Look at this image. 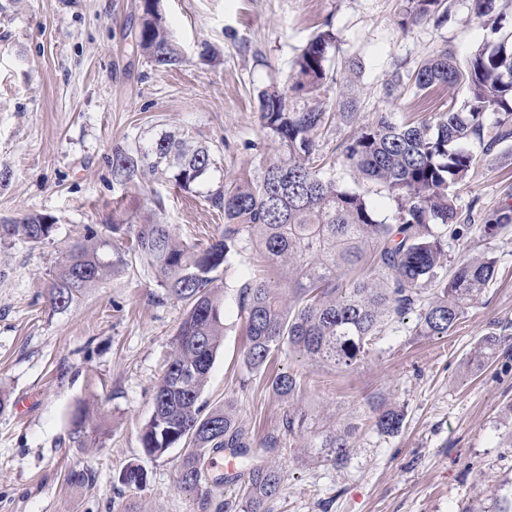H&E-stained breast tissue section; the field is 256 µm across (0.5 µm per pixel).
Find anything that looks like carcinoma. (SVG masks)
<instances>
[{"mask_svg": "<svg viewBox=\"0 0 512 512\" xmlns=\"http://www.w3.org/2000/svg\"><path fill=\"white\" fill-rule=\"evenodd\" d=\"M406 2L405 24L449 19V0ZM137 47L156 67L180 62L158 0H143ZM335 48L332 30L317 32L295 62L288 90L272 86L258 93L260 120L277 150L260 168L224 180L205 195L212 207L224 211V228L214 243L197 249L180 241L170 224L150 219L138 224L135 251L154 269L165 295L186 306L152 394V413L140 434L142 448L157 456L178 445L186 448L179 484L189 490L199 488L203 461L213 450H229L244 466L240 476L226 477L200 493L203 510L211 506L213 489L242 480L241 512H265L284 483L278 467L251 462L253 439L233 406L209 408L202 400L224 342L228 288L217 273L240 253V244L255 242L268 268L276 271L273 278L254 275L231 288L248 339L244 364L259 371L285 353L346 372L381 352V342L394 333L448 335L479 300L497 266L496 257L483 254L448 268L443 263L448 241L491 236L512 226L511 204L476 218L470 209L459 210L454 194L480 162L465 144L476 142L487 154L512 140V45L502 41L478 48L463 71L447 49L433 52L409 77L413 94L424 97L438 88L460 86L465 91L461 108L450 100L421 118L408 114L398 122L382 115L337 146L339 157L359 175L394 195L393 224L375 218L364 193L342 189L320 174L316 138L331 113L320 104H293V98L312 96L323 86ZM336 107L340 117H354L346 83L339 84ZM490 111L497 114L491 128L486 125ZM216 165L210 146L167 133L147 146L119 143L112 150L113 175L122 184L148 171L169 175L177 189L189 192ZM55 230L54 220L38 213L0 219V239L42 243ZM107 245L90 227L85 242L70 247L49 286L54 309L69 308L84 288L106 275L112 262L100 250ZM496 346L492 331L471 352L472 362H483ZM271 387L279 398L292 400L301 376L279 373ZM403 423V411L377 396L328 427L316 412L297 406L285 414L283 429L299 436L311 458L341 466L364 427L391 437ZM145 479L135 463L119 477L129 487Z\"/></svg>", "mask_w": 512, "mask_h": 512, "instance_id": "obj_1", "label": "carcinoma"}]
</instances>
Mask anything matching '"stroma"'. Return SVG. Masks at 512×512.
Returning <instances> with one entry per match:
<instances>
[{
  "label": "stroma",
  "mask_w": 512,
  "mask_h": 512,
  "mask_svg": "<svg viewBox=\"0 0 512 512\" xmlns=\"http://www.w3.org/2000/svg\"><path fill=\"white\" fill-rule=\"evenodd\" d=\"M443 25H402L405 0H160L184 61L155 68L137 47L141 0H0V217H53L52 240H0V512H200L199 494L180 488L185 451L147 455L140 430L164 374L169 344L186 307L166 297L154 271L132 250L129 222L156 210L188 245L206 247L223 211L201 195L220 177L258 165L271 150L257 95L285 82L320 29L338 37L318 99L336 102L337 77L357 57L356 122L333 120L318 140L326 176L364 192L378 220L393 223L396 203L380 184L358 179L334 149L380 115L401 119L434 108L407 81L438 49L459 63L491 38L512 39V0H502L498 31L474 20L469 0H450ZM212 146L218 169L196 192L148 176L141 186L112 176V146L144 145L160 132ZM459 209L499 205L512 194V142L481 158L456 188ZM109 235L107 275L68 309L53 310L48 285L67 247L87 227ZM492 253L496 275L450 335L391 336L388 352L339 372L279 355L258 373L242 363L246 336L233 300L224 307V345L203 395L234 406L255 439L282 434L289 402L270 380L302 377L298 400L327 422L384 394L406 416L401 433L357 437L345 466L309 461L297 438L254 448L256 463L283 469L269 512H495L512 500V335L481 365L470 353L493 324H512V229L449 242L459 262ZM85 410V429L73 419ZM130 463L147 480H118Z\"/></svg>",
  "instance_id": "stroma-1"
}]
</instances>
